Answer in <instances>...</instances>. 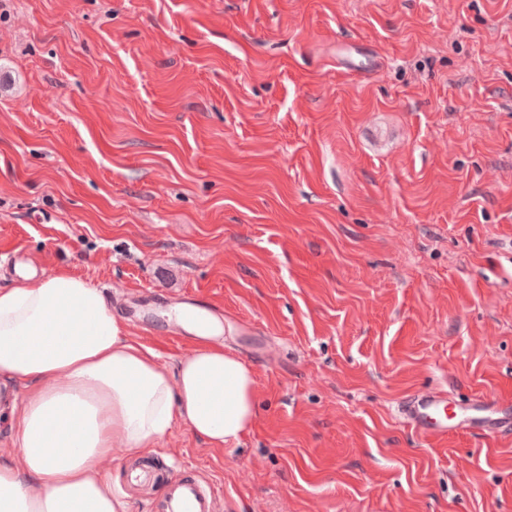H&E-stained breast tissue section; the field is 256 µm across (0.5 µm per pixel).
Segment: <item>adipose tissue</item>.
Returning a JSON list of instances; mask_svg holds the SVG:
<instances>
[{"mask_svg": "<svg viewBox=\"0 0 512 512\" xmlns=\"http://www.w3.org/2000/svg\"><path fill=\"white\" fill-rule=\"evenodd\" d=\"M0 382L31 389L20 454L0 461V512H128L100 467L115 443L143 451L180 424L220 448L255 415L238 357L204 344L168 372L99 288L66 272L0 286Z\"/></svg>", "mask_w": 512, "mask_h": 512, "instance_id": "1", "label": "adipose tissue"}]
</instances>
